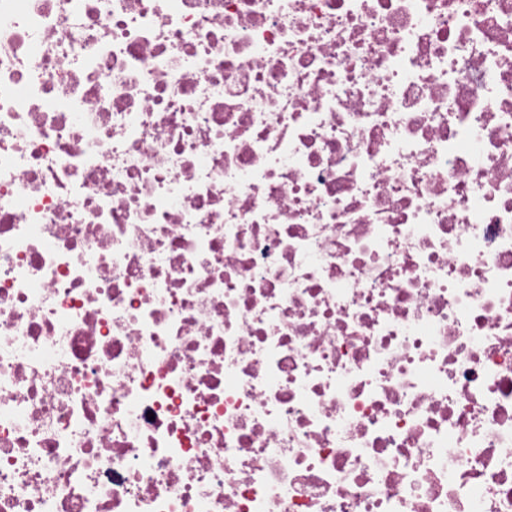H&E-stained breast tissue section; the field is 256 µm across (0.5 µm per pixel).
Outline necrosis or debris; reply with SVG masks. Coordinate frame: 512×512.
<instances>
[{
	"mask_svg": "<svg viewBox=\"0 0 512 512\" xmlns=\"http://www.w3.org/2000/svg\"><path fill=\"white\" fill-rule=\"evenodd\" d=\"M0 512H512V0H0Z\"/></svg>",
	"mask_w": 512,
	"mask_h": 512,
	"instance_id": "1",
	"label": "necrosis or debris"
}]
</instances>
